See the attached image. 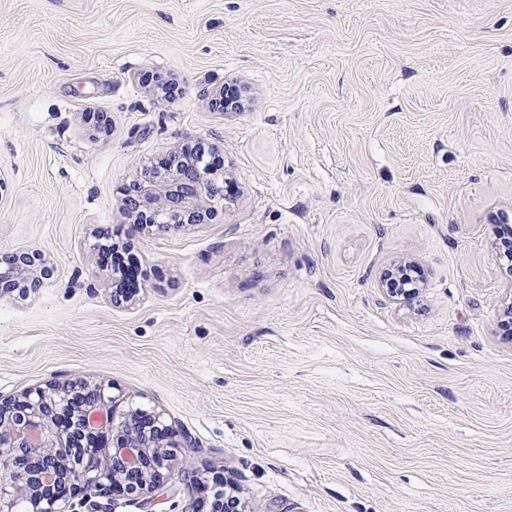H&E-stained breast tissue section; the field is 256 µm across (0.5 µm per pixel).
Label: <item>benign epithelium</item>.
Here are the masks:
<instances>
[{
    "label": "benign epithelium",
    "mask_w": 512,
    "mask_h": 512,
    "mask_svg": "<svg viewBox=\"0 0 512 512\" xmlns=\"http://www.w3.org/2000/svg\"><path fill=\"white\" fill-rule=\"evenodd\" d=\"M224 112L243 108L242 90L224 85ZM152 175L123 199L126 216L142 231H170L200 224L227 199L218 168L197 150L177 162L150 168ZM112 255V272L120 273L117 242L98 244ZM50 257L38 250L0 256V297H28L54 274ZM110 300L133 302L123 280H106ZM112 387L85 379L38 388L0 402V512H66L72 499L99 512L95 498H112L116 490L144 497L171 477L172 431L161 415L121 408Z\"/></svg>",
    "instance_id": "obj_1"
}]
</instances>
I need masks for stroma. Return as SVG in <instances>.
<instances>
[{
  "label": "stroma",
  "mask_w": 512,
  "mask_h": 512,
  "mask_svg": "<svg viewBox=\"0 0 512 512\" xmlns=\"http://www.w3.org/2000/svg\"><path fill=\"white\" fill-rule=\"evenodd\" d=\"M196 143L234 198L134 232L124 188ZM505 223L512 0H0V254L56 265L0 297V400L111 386L240 512H512ZM100 234L131 245L134 303ZM400 263L416 298L381 286ZM98 247L102 251H108L110 255H112V272L120 273L121 277L119 280H116L112 277L111 280H106V293L111 301H118V298L126 303L133 302L135 298V294L129 292V288L123 287V279H122V268L120 267L121 262V253L124 250L123 244L120 245L117 242H112L106 240V243H99Z\"/></svg>",
  "instance_id": "35a3bbf8"
}]
</instances>
